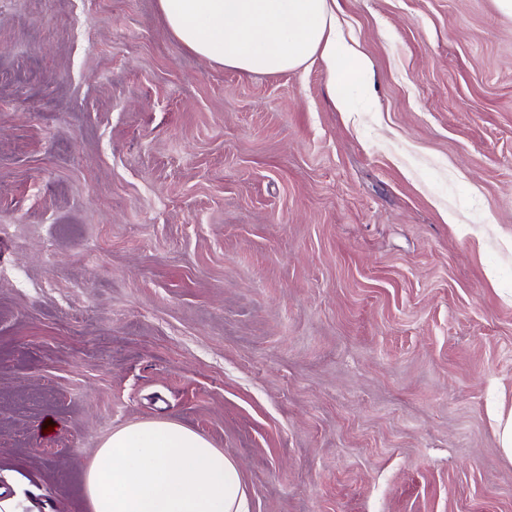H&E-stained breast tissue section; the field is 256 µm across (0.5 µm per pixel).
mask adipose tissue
Segmentation results:
<instances>
[{"label": "adipose tissue", "mask_w": 512, "mask_h": 512, "mask_svg": "<svg viewBox=\"0 0 512 512\" xmlns=\"http://www.w3.org/2000/svg\"><path fill=\"white\" fill-rule=\"evenodd\" d=\"M171 35L197 56L243 73H271L321 58L332 99L353 109L351 90L369 60L336 32V0H158ZM89 512H250L237 463L171 421L112 434L85 475Z\"/></svg>", "instance_id": "obj_1"}]
</instances>
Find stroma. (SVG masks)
Here are the masks:
<instances>
[{"label":"stroma","mask_w":512,"mask_h":512,"mask_svg":"<svg viewBox=\"0 0 512 512\" xmlns=\"http://www.w3.org/2000/svg\"><path fill=\"white\" fill-rule=\"evenodd\" d=\"M370 61L207 62L157 0H0V490L86 512L163 418L251 512H512V17L336 0ZM56 424L45 433V421Z\"/></svg>","instance_id":"obj_1"}]
</instances>
